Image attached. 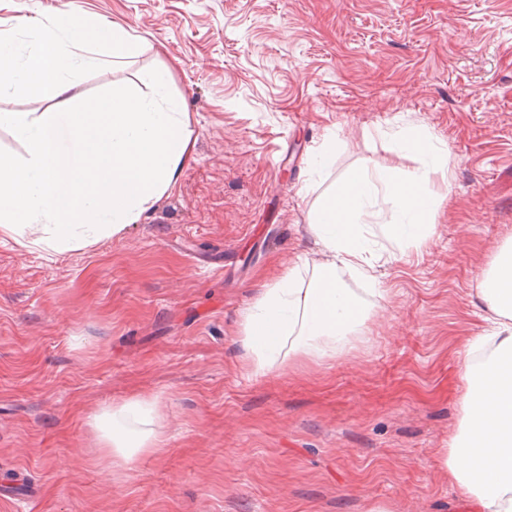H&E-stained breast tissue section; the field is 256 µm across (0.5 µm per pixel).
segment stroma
I'll return each mask as SVG.
<instances>
[{
    "label": "stroma",
    "instance_id": "35a3bbf8",
    "mask_svg": "<svg viewBox=\"0 0 512 512\" xmlns=\"http://www.w3.org/2000/svg\"><path fill=\"white\" fill-rule=\"evenodd\" d=\"M96 14L135 54L74 91L182 98L193 158L139 223L86 251L0 237V512H476L448 480L463 373L492 321L477 279L512 244V0H0V32ZM170 67L164 88L149 73ZM449 179L422 249L375 231L371 309L335 359L246 373L244 314L271 278L323 255L318 200L359 169ZM328 162L315 166L321 151ZM155 403L160 451L98 463L90 415Z\"/></svg>",
    "mask_w": 512,
    "mask_h": 512
}]
</instances>
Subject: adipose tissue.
<instances>
[{
	"instance_id": "obj_1",
	"label": "adipose tissue",
	"mask_w": 512,
	"mask_h": 512,
	"mask_svg": "<svg viewBox=\"0 0 512 512\" xmlns=\"http://www.w3.org/2000/svg\"><path fill=\"white\" fill-rule=\"evenodd\" d=\"M29 28L37 45L31 55L0 35V92L28 93L46 83L57 103L51 112H0V129L25 148L24 155L0 161V236L49 253L81 252L139 223L177 184L194 145L189 114L180 100L160 102L123 89L95 101L73 95L76 75L103 64L97 45H106L112 57L135 51L124 27L61 11ZM402 147L420 156L422 167L358 170L322 197L310 230L325 258L311 276L295 264L263 288L243 322L248 372L332 359L366 334L371 310L337 278V268L368 277L366 229L381 199L394 211L385 233L416 248L425 245L437 210L430 177L448 171L447 154L428 132L405 134ZM477 297L496 324L489 338L493 353L466 366L448 477L479 512H512V246L481 273ZM155 419L153 403L143 399L93 415L104 460L121 467L138 453L162 448Z\"/></svg>"
}]
</instances>
